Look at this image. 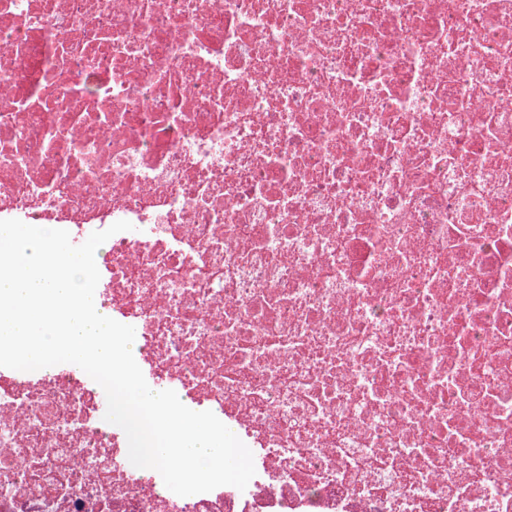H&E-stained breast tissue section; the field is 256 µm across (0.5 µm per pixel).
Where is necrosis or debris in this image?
Returning a JSON list of instances; mask_svg holds the SVG:
<instances>
[{"label": "necrosis or debris", "instance_id": "necrosis-or-debris-1", "mask_svg": "<svg viewBox=\"0 0 512 512\" xmlns=\"http://www.w3.org/2000/svg\"><path fill=\"white\" fill-rule=\"evenodd\" d=\"M108 240L104 308L255 451L132 475L0 369V512H512V0H0V220Z\"/></svg>", "mask_w": 512, "mask_h": 512}]
</instances>
